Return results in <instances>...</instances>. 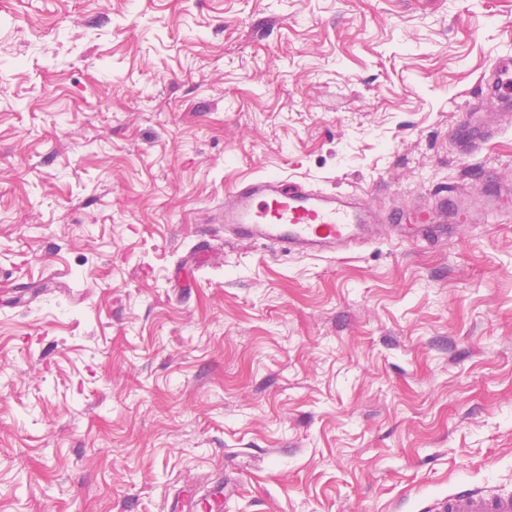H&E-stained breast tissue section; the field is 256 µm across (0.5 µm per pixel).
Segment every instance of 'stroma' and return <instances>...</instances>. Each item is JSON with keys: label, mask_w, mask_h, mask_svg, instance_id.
<instances>
[{"label": "stroma", "mask_w": 512, "mask_h": 512, "mask_svg": "<svg viewBox=\"0 0 512 512\" xmlns=\"http://www.w3.org/2000/svg\"><path fill=\"white\" fill-rule=\"evenodd\" d=\"M506 57L512 0H0V512L512 491V215L333 258L213 221L256 174L382 213L512 179V123L449 144Z\"/></svg>", "instance_id": "obj_1"}]
</instances>
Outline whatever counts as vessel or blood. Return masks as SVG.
I'll list each match as a JSON object with an SVG mask.
<instances>
[{
	"label": "vessel or blood",
	"instance_id": "vessel-or-blood-1",
	"mask_svg": "<svg viewBox=\"0 0 512 512\" xmlns=\"http://www.w3.org/2000/svg\"><path fill=\"white\" fill-rule=\"evenodd\" d=\"M482 84L492 101H512V58L501 59L484 73ZM455 134L461 154L484 148L496 135L491 117L474 107ZM452 228L474 224L512 205V186L493 183L470 194L446 192L438 198ZM227 239L260 243L274 252L320 255L370 243L373 229L387 223L401 239L435 240L439 225L430 223L428 210L407 208L382 216L358 199L294 183L274 174L242 181L224 195L217 215ZM438 512H512V492L462 487L449 493Z\"/></svg>",
	"mask_w": 512,
	"mask_h": 512
}]
</instances>
